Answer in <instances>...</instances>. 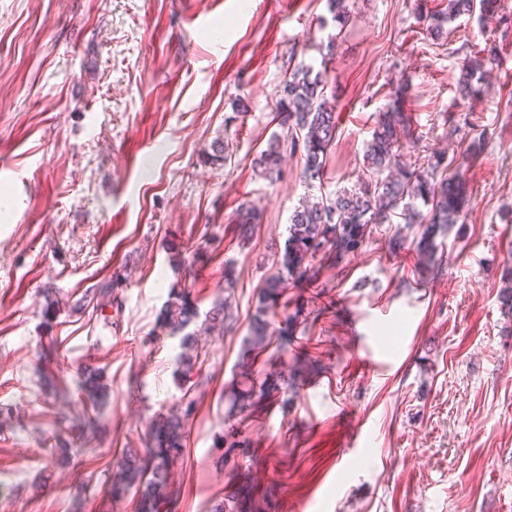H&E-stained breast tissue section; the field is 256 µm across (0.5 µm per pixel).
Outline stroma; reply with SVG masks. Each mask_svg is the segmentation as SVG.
Wrapping results in <instances>:
<instances>
[{
	"label": "stroma",
	"mask_w": 512,
	"mask_h": 512,
	"mask_svg": "<svg viewBox=\"0 0 512 512\" xmlns=\"http://www.w3.org/2000/svg\"><path fill=\"white\" fill-rule=\"evenodd\" d=\"M441 0H0V512H137L104 471L177 407L179 340L157 325L170 286L208 311L233 279V332L210 336L186 450L169 468L176 512H512V34L498 18L452 19L441 39L422 11ZM494 46L490 84L460 99L464 45ZM325 71L339 131L322 183L300 156L277 182L253 164L276 131L285 77ZM405 89L414 147L470 149L471 200L442 232L443 270L421 276L374 229L321 287H289L320 311L288 348L246 351L265 280L305 196L358 187L376 112ZM456 132H449L447 118ZM489 135L476 141L475 126ZM223 139L226 161L205 157ZM263 212L251 237L240 204ZM119 280V306H81ZM63 305L44 320L45 295ZM53 338L51 361L40 345ZM388 362L367 371V353ZM234 413L248 376L286 377ZM102 374L94 433L78 390ZM362 424L357 444L348 439ZM73 440L51 458L52 435ZM247 453L224 459L228 435Z\"/></svg>",
	"instance_id": "1"
}]
</instances>
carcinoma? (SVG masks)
Here are the masks:
<instances>
[{"mask_svg": "<svg viewBox=\"0 0 512 512\" xmlns=\"http://www.w3.org/2000/svg\"><path fill=\"white\" fill-rule=\"evenodd\" d=\"M500 7V0H448L444 9L425 14L426 31L438 38L448 20L470 15L476 8L482 15H493ZM495 56L492 47L483 56H465L459 83L461 98L474 93V81L486 67L495 63ZM326 86L325 73L302 62L288 75L274 115L280 131L271 136L256 159L265 178L274 180L281 176L282 161L287 153L300 155L306 181L315 182L323 177L339 130L338 114L325 96ZM409 129L408 113L402 111L398 102H393L389 109L376 114L371 139L363 155L365 181L354 190H342L332 198L307 200L295 208L283 252L277 257L278 272L266 279L258 293L250 336L246 338L248 349L264 348L274 334L293 335L296 323H305L308 317L302 316L299 308L282 316L278 314L280 308L287 307L283 297L288 286L319 287L321 264L317 260L343 263L363 246L374 228L391 223L394 216L409 228L417 227L418 236L411 246L427 271L439 273L442 259L437 257L436 235L461 220L470 199L464 176L468 151L451 160L443 153L432 152L419 155L414 163L407 164L401 160L405 149L401 135ZM418 200L427 211L416 205ZM262 221L261 210L247 204L241 206L236 218L243 237ZM100 298H117L113 282L103 284L97 292L85 294L84 304L89 306ZM229 309L228 299L222 298L202 317L191 290L177 282L169 288L158 325L169 335L179 337L177 362L185 379H191L198 368L201 356L206 353L208 336L230 327ZM83 375L82 393L95 410L100 387L91 382L93 370L87 367ZM198 386L195 381L185 390L173 413L152 420L145 447L124 450L113 472L114 488L133 489L140 496V512H159L161 507L169 508L174 504L168 464L184 451L186 426L197 408L194 389ZM288 390L295 391V386L288 385L285 379L253 380L243 392L231 395L232 407L244 409L246 401L256 392L265 397Z\"/></svg>", "mask_w": 512, "mask_h": 512, "instance_id": "cac0c4a2", "label": "carcinoma"}]
</instances>
